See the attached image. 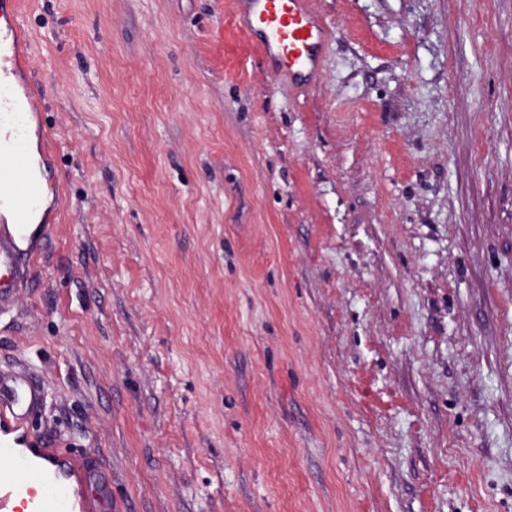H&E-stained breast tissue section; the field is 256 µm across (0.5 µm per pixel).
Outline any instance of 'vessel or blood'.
<instances>
[{
    "mask_svg": "<svg viewBox=\"0 0 512 512\" xmlns=\"http://www.w3.org/2000/svg\"><path fill=\"white\" fill-rule=\"evenodd\" d=\"M263 57L289 81L304 83L320 69L327 30L313 0H232ZM24 0H0V312L13 306L16 282L27 269L49 214L29 181L28 124L38 116L42 89L24 80L27 67ZM41 387L0 376V512H110L105 493H91L98 475L93 456L32 436L29 422L43 404Z\"/></svg>",
    "mask_w": 512,
    "mask_h": 512,
    "instance_id": "b4317fda",
    "label": "vessel or blood"
}]
</instances>
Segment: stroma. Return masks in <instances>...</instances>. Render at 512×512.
<instances>
[{
  "label": "stroma",
  "mask_w": 512,
  "mask_h": 512,
  "mask_svg": "<svg viewBox=\"0 0 512 512\" xmlns=\"http://www.w3.org/2000/svg\"><path fill=\"white\" fill-rule=\"evenodd\" d=\"M26 0L58 195L0 318L119 512H512V0ZM249 37L276 70L297 84L320 69L327 30L312 0H233Z\"/></svg>",
  "instance_id": "35a3bbf8"
}]
</instances>
